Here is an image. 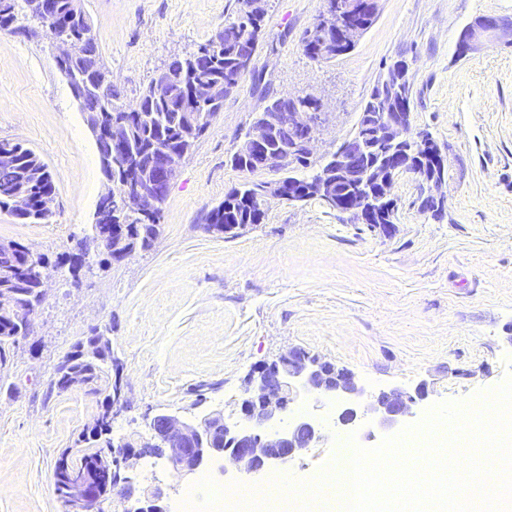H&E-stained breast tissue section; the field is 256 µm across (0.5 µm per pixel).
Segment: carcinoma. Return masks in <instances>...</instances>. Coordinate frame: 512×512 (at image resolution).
<instances>
[{
    "instance_id": "1",
    "label": "carcinoma",
    "mask_w": 512,
    "mask_h": 512,
    "mask_svg": "<svg viewBox=\"0 0 512 512\" xmlns=\"http://www.w3.org/2000/svg\"><path fill=\"white\" fill-rule=\"evenodd\" d=\"M27 2L28 8L24 10L20 8L19 0H0V31L12 30L22 18L29 22L24 32L36 33L41 23L33 6L34 0ZM55 2L60 23L57 31H66L77 43V53L69 60L56 62V65L67 79L73 72L84 75L87 96L79 106L87 124L107 127L121 121L129 127L130 139L126 142L124 155L112 158V168L102 171V175L109 178L115 173L133 177L150 174L155 160L170 144L192 153L201 133L193 130L191 119H196L202 128H209L211 114L219 111L226 98L221 91L210 106L194 104L190 99L192 87L203 82L222 87L231 78L240 80L244 75L240 61L254 58L263 26V22L255 23L248 16L250 0H240L237 17L224 22L219 43H214L211 38L199 45L197 50L172 58L165 64L167 84L164 87L159 88L151 81L140 92L136 103L125 105L123 112H113L99 106V97L107 94L116 97L118 93L110 86L95 90L100 71L105 69L98 44L82 42L80 27L74 22H66L75 10V0ZM377 13L378 0H350V19L366 30L374 23ZM411 103V84L406 78L404 60L401 59L372 88L352 134L355 143L364 146L370 153L385 152L387 146L375 136L366 114L385 110L410 112ZM431 163V158L420 151L409 174L419 180L422 175L433 172ZM295 164L297 174L292 176L284 169L283 181L289 180L301 190L309 188L315 178V167L332 173L336 170L334 160L328 158L317 165L305 153L296 157ZM265 186L266 182L257 181L229 190L224 195V201L209 211L205 231L212 233L220 224L255 223V212ZM21 189L27 191L31 198L28 213L18 217V220L24 224L48 222L40 209L41 197L56 190L48 165L33 149L20 143L0 141V210L10 209L13 196ZM94 220L92 235L77 240L73 250L96 253L101 256L99 264L103 267L112 265V238L101 237L98 232L100 225L125 226L127 234L124 247L131 255L153 246L147 223L139 216L124 211L116 200L97 208ZM50 267L48 256L31 246L26 245L24 251L15 253L0 250V293L12 291L21 295L31 294L39 276L47 273ZM22 335L21 324L0 313V363L7 360V355L16 348V342ZM116 366L118 362L112 355V339L101 333L94 341L86 338L76 342L72 350L58 362L50 381V389L59 391L61 381L75 375L82 378L89 395L101 397L102 390H110L109 395L102 397L100 412L81 434V441L94 443L102 440L104 446L82 455L67 452L56 466L55 488L65 504L70 502L73 477L77 475L88 479L99 478L104 481L106 490L112 491L113 464L121 455V448L114 446L107 438L112 431V393L119 390L117 382L112 380V370Z\"/></svg>"
}]
</instances>
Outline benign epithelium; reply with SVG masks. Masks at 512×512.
<instances>
[{
	"instance_id": "1",
	"label": "benign epithelium",
	"mask_w": 512,
	"mask_h": 512,
	"mask_svg": "<svg viewBox=\"0 0 512 512\" xmlns=\"http://www.w3.org/2000/svg\"><path fill=\"white\" fill-rule=\"evenodd\" d=\"M338 34L344 41L353 44L362 36V30L356 24L339 23L335 29L326 22L316 25V38L323 53L335 54ZM488 40H501L512 46V19L491 16L475 18L460 33L457 53L466 57ZM319 108L321 103L313 96L311 104L305 107L272 109L260 113L249 127L238 151L255 152L254 165L269 168L276 161L268 159L260 147L271 131L287 127L302 131L298 142L305 151H311ZM376 127L380 134L391 135L398 141L423 142L422 135L412 132L408 114L386 120L379 117ZM124 133L125 126L120 122L108 129L92 128L93 136H109L112 144L117 146L122 144ZM167 153L170 160L157 178L145 184L137 180H126L120 184L118 195L125 209L146 217L152 216L161 187L170 184L182 162L174 150L169 148ZM354 154L353 146L336 149V173L357 183L367 179V173L357 170L352 159ZM270 198L290 204L303 202L302 198L285 190L280 180L269 185L260 210H265ZM348 209L355 213L360 223L372 222V204L363 192L355 194ZM298 386L318 398L336 399L337 423L347 426L366 419L380 432L401 428L412 416L414 407L428 397L424 383L418 384L412 392L388 389L370 397L350 370L322 362L303 348L290 347L278 361L261 366L249 376L239 402L240 421H226L223 411L218 409L197 421L174 414L153 416L149 423L151 438L124 451L119 466L114 469L117 480L115 491L131 498L133 484L127 472L152 448L160 449L161 458L183 478L193 477L221 459L232 463L240 475L259 474L287 463L297 452L324 439L322 425L311 415H300L283 423L288 403ZM106 497V492L100 486L90 485L81 479L73 484L75 512H101V503ZM132 512H166L162 492L157 491L150 497L136 500Z\"/></svg>"
}]
</instances>
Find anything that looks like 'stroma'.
<instances>
[{"label":"stroma","instance_id":"1","mask_svg":"<svg viewBox=\"0 0 512 512\" xmlns=\"http://www.w3.org/2000/svg\"><path fill=\"white\" fill-rule=\"evenodd\" d=\"M112 87L135 102L155 72L193 50L235 16L238 0H82ZM323 0H268L258 50L194 151L183 160L162 205L153 247L81 287L50 273L32 317L40 343L11 351L0 367V512H65L53 474L79 449L96 397L50 391L72 345L100 331L112 338L126 406L113 410L112 435L143 441L148 415L197 420L212 409L239 415L244 382L288 347L353 371L369 392L426 383L429 407L466 403L512 376V48L486 42L458 57L462 29L480 16L512 17V0H379L374 24L355 49L312 61L301 38ZM56 42L0 32V140L20 142L47 163L56 186L46 224L0 211V241L49 257L91 234L104 190L98 151L66 78ZM404 56L413 84V131L446 152L443 217L420 208L421 187L400 175L390 230L350 221L312 200L266 205V218L235 238L207 233L208 212L232 188L272 181V171L233 169L239 144L265 92L311 94L322 103L313 162L347 139L385 62ZM313 414L324 441L278 467L310 481L338 452L331 406L299 393L289 416ZM140 497L163 491L174 507L193 479L165 460L142 459L133 473Z\"/></svg>","mask_w":512,"mask_h":512}]
</instances>
